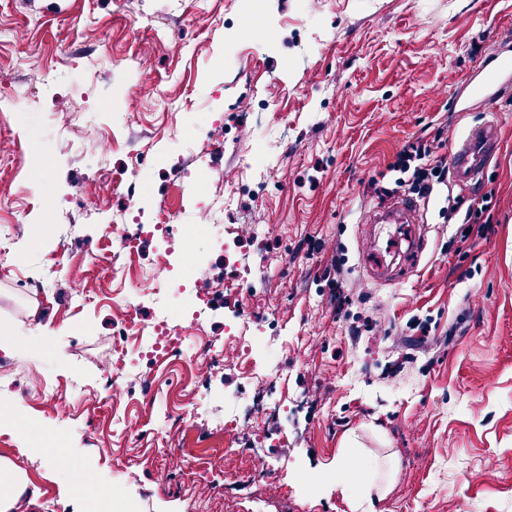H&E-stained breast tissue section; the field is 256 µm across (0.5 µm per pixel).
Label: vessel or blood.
Segmentation results:
<instances>
[{"label":"vessel or blood","mask_w":512,"mask_h":512,"mask_svg":"<svg viewBox=\"0 0 512 512\" xmlns=\"http://www.w3.org/2000/svg\"><path fill=\"white\" fill-rule=\"evenodd\" d=\"M512 100V35L503 36L488 55L465 75L450 96L454 112H484L488 119L464 136L451 140L448 165L453 187L468 196L483 179L500 149L499 124L495 117L504 102Z\"/></svg>","instance_id":"b4317fda"}]
</instances>
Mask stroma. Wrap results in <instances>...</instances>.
<instances>
[{"label": "stroma", "mask_w": 512, "mask_h": 512, "mask_svg": "<svg viewBox=\"0 0 512 512\" xmlns=\"http://www.w3.org/2000/svg\"><path fill=\"white\" fill-rule=\"evenodd\" d=\"M509 28L512 0H0V97L27 96L0 114V337L26 342L0 350V402L29 425L24 438L0 427V456L39 490L26 512H87L115 483L131 498L112 512H354L355 487L298 479L339 457L399 470L365 512H512V111L480 183L495 191L486 237L444 222L438 186L417 247L381 280L398 227L364 223L393 204L388 166L408 141L483 121L449 97ZM132 182L141 224L161 206L170 229L130 227L125 247L83 216L98 203L127 224ZM243 222L254 232L231 246L252 277L225 289L204 333L223 336L237 313L265 337L288 411L264 428L270 470L245 483L247 455L210 425L166 420L217 408L212 387L249 392L239 370L214 359L209 382L199 339L161 363L139 356L141 337L113 335L116 307L148 324L190 300L191 277L151 281L159 251H196L220 277L217 242ZM119 354L116 402L105 362ZM61 449L85 493L63 494ZM167 454L184 468L155 484Z\"/></svg>", "instance_id": "1"}]
</instances>
